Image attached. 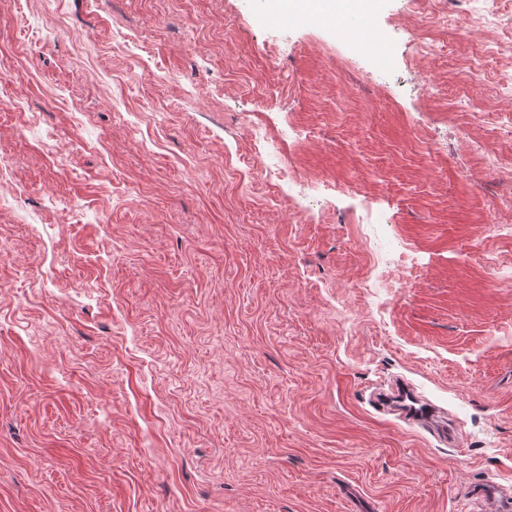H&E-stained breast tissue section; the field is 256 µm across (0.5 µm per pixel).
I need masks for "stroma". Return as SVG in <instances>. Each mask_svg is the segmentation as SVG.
<instances>
[{
    "mask_svg": "<svg viewBox=\"0 0 512 512\" xmlns=\"http://www.w3.org/2000/svg\"><path fill=\"white\" fill-rule=\"evenodd\" d=\"M302 5L0 0V512H470L512 483V0H373L380 74ZM249 119L356 194L263 181ZM366 197L413 274L362 247ZM397 378L449 440L370 402ZM356 45L362 51H366L369 46H374V68L377 70H387L390 65L392 57V46L381 39L367 40L365 38H358Z\"/></svg>",
    "mask_w": 512,
    "mask_h": 512,
    "instance_id": "stroma-1",
    "label": "stroma"
}]
</instances>
